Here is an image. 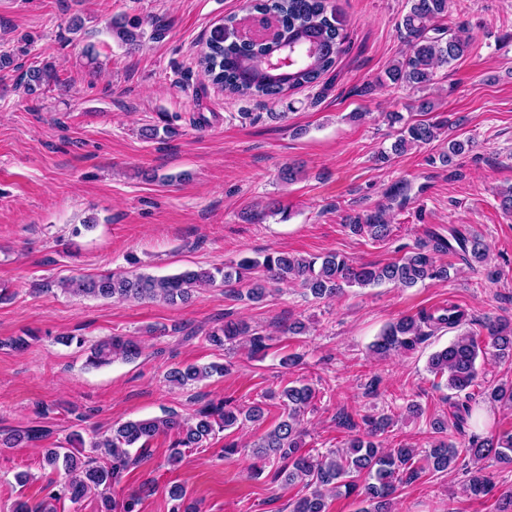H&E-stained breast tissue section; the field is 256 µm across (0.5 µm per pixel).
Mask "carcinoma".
Instances as JSON below:
<instances>
[{"label":"carcinoma","mask_w":512,"mask_h":512,"mask_svg":"<svg viewBox=\"0 0 512 512\" xmlns=\"http://www.w3.org/2000/svg\"><path fill=\"white\" fill-rule=\"evenodd\" d=\"M409 10L400 21V28L411 39L410 52L396 60L385 71V82L402 84L423 90L433 80L437 64H451L461 59L471 46L469 37L435 24L448 11V0H408ZM262 13L275 29L274 37L265 41L243 42L234 36V18L215 27L207 39V52L199 64L212 81L231 94L251 97H283L286 93L318 83L341 54L347 39L344 21L330 5V0H266ZM141 19L116 18L109 29L122 43L136 46L142 37ZM284 50L292 64L286 70L272 71L263 59ZM59 84L55 63L46 62L26 71L23 86L32 94L43 86ZM389 124L399 125L398 137L392 151L402 152L412 145L429 144L440 137L441 123L404 121L399 112L385 114ZM470 146L468 140H451L438 155L442 165L453 163ZM350 230L375 241L386 239L391 232L386 210L379 209L365 221H352ZM458 251L468 254L477 264L484 261L486 247L481 239L467 237L459 231L450 238H432L423 241L397 261L384 265L360 264L335 254L322 257H302L289 253L268 255L263 262L243 258L236 263L213 269H186L178 274L155 277L146 274L106 272L96 276H70L59 281L61 291L72 297L112 299L119 302L161 300L170 305L188 302L195 290L220 281L228 288L246 287V296L255 302L268 294V283L276 285L298 283L318 299H330L343 294L347 287L376 286L394 283L413 288L427 280L448 279V265L433 260L434 252ZM465 311L457 305H448L442 312L422 311L388 324L371 345L374 355L383 358L399 350H414L427 337L443 329L460 327ZM485 328L491 346L502 359L512 358V322L491 321ZM248 337L249 351L254 354L264 348V338L252 333L241 321L224 319L205 334L213 346L222 347L227 341ZM481 351L478 336L462 333L447 347L433 353L428 362L430 372L447 376L448 387L463 398L454 402L456 425L464 426L472 416L468 389L476 385V361ZM139 346L131 340L112 336L89 348L87 365L99 367L121 358L133 360ZM222 364L175 367L169 373L170 381L186 386L203 381L215 374H224ZM316 397L309 385L290 386L280 391L278 399L282 409L280 420L253 448V456L265 463L286 460L275 477L292 485L303 483L309 494L294 502L291 512H327V496L360 497L366 507L359 512H392L391 505L398 487L415 479L428 468L444 473L453 468L460 456L475 463L469 471L466 491L475 498L486 496L492 489L490 479L477 463L493 456L505 465H512V431L482 437L469 436L467 443L458 448L437 440L431 448L418 452L413 448H382L379 437L390 427V419L379 417L367 423L364 435H354L347 448L330 451L315 457L303 451L304 430L301 415ZM491 403L512 406V384L497 385L484 392ZM264 408L256 403L247 410H239L227 403H210L190 417L181 418L172 413L161 418L129 420L112 427L108 434H97L90 443L75 432L69 444L91 448L90 453L76 455L71 449L55 447L45 449L43 466L61 476V481L49 489L44 501L32 509L25 501L15 504L14 512H55L54 502L67 497L71 502L81 501L87 494H97L104 512L121 508L135 512L139 496L131 494L121 505L112 501V487L120 482L123 472L144 459L146 445L159 435H171L169 462H179L185 451L200 448L215 434L246 421L257 423L264 419ZM47 436V430L29 427L0 436V445L18 447L37 442ZM171 500L177 502V512H198V506L186 499L181 487L169 490Z\"/></svg>","instance_id":"carcinoma-1"}]
</instances>
